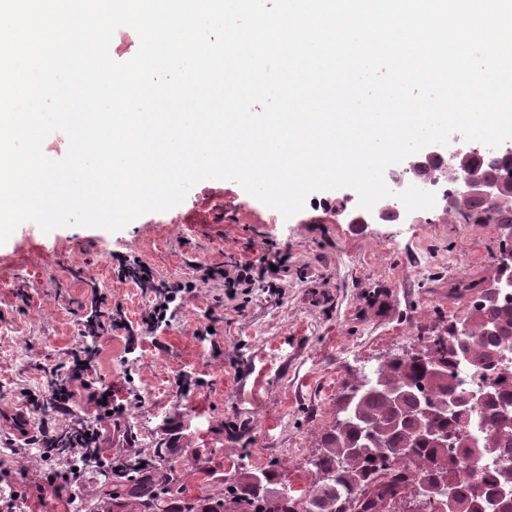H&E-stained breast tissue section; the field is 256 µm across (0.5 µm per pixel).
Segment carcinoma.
<instances>
[{"mask_svg":"<svg viewBox=\"0 0 512 512\" xmlns=\"http://www.w3.org/2000/svg\"><path fill=\"white\" fill-rule=\"evenodd\" d=\"M470 175L489 176L501 184L495 202L468 196L452 198V212L465 224H497L512 228V151L487 157L471 155L460 163ZM512 251V239L499 245L497 277L512 282V262H503ZM468 324L464 334L456 333L460 321ZM494 323V332L485 324ZM420 347L411 356L392 355L376 368L373 379L363 375V386L348 388L336 402V419L343 421L356 408L360 418L342 428L332 426L322 435V449L310 465L315 474L311 486L295 495L283 485L277 464L267 469L239 466L218 483L217 491L204 497L187 498L166 471L168 450L158 445L140 452L121 473L104 467L95 469L105 501L112 512H299L305 502L308 512H410L402 503L414 495L415 486L445 477L453 484L458 512H478L479 490L512 482V465L498 463L474 481L476 468L484 466L456 436V420L442 411L448 394L464 393L467 387L457 377V368L483 370L491 377L493 396L473 411L468 429L482 426L479 446L496 449V455L512 460V426L502 409H512V362L499 363L495 357L512 352V297L497 301L474 297L465 311L448 319L444 334L419 336ZM426 406L432 425L448 435L434 443L421 430L418 410ZM357 452L346 454V449Z\"/></svg>","mask_w":512,"mask_h":512,"instance_id":"carcinoma-1","label":"carcinoma"}]
</instances>
